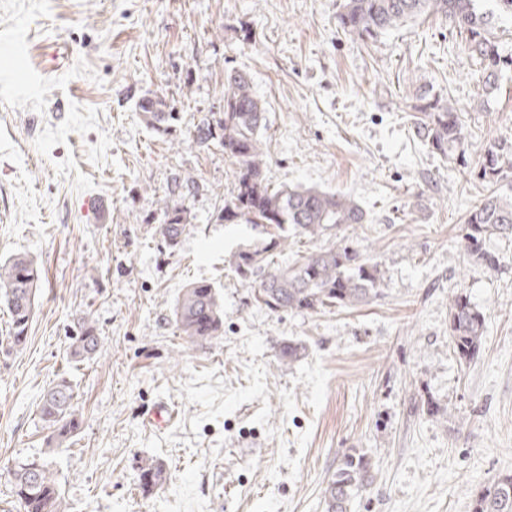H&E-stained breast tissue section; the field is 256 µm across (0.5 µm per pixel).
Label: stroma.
Returning <instances> with one entry per match:
<instances>
[{"instance_id": "obj_1", "label": "stroma", "mask_w": 512, "mask_h": 512, "mask_svg": "<svg viewBox=\"0 0 512 512\" xmlns=\"http://www.w3.org/2000/svg\"><path fill=\"white\" fill-rule=\"evenodd\" d=\"M338 3L0 0V260L26 252L45 273L25 348L0 353V512H21L9 470L26 458L54 472L69 512H325L350 448L373 475L352 512H471L484 483L512 473V238L487 240L495 270L460 246L491 191L477 160L490 140L512 142V73L482 98L448 19L366 43L337 28ZM32 50L49 66L16 86ZM231 69L266 105L269 183L366 210L344 236L381 270L372 303L275 315L232 272L233 252L261 235L216 221L235 165L188 142L221 111ZM424 87L455 102L465 157L414 137L406 104ZM151 92L179 114L172 135L137 109ZM169 198L193 216L171 253L155 234ZM197 280L224 297V336L204 345L172 321ZM458 293L486 319L467 364L448 335ZM85 316L101 349L75 363L67 347ZM291 340L301 357L278 363ZM60 374L83 424L50 453L38 404ZM162 403L176 419L149 424ZM144 462L166 475L148 494Z\"/></svg>"}]
</instances>
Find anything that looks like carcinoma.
Returning a JSON list of instances; mask_svg holds the SVG:
<instances>
[{"instance_id": "1", "label": "carcinoma", "mask_w": 512, "mask_h": 512, "mask_svg": "<svg viewBox=\"0 0 512 512\" xmlns=\"http://www.w3.org/2000/svg\"><path fill=\"white\" fill-rule=\"evenodd\" d=\"M512 14V0H341L336 14L338 28L365 42H376L403 23L422 15H441L458 29L465 50L476 59L483 90L498 88L503 72L512 70V54L502 51L495 34L498 15ZM143 121L155 132L169 135L177 113L162 95L151 94L138 102ZM415 136L429 152L447 157L464 156L466 138L456 104L424 90L410 105ZM265 107L254 95L250 76L231 70L224 76V106L203 118L189 136L198 147L216 143L235 161L234 186L216 220L262 228V243L237 249L230 266L238 280L252 288L253 302L271 313H317L331 308L368 304L380 294L381 273L340 235L345 226L366 222V212L351 197L317 188L271 186L265 175L262 130ZM478 175L498 183L512 170V144L492 141L478 162ZM192 227L191 213L182 205L165 204L164 221L156 234L162 246L174 251ZM492 235L512 237V195H488L465 218L461 246L477 264L489 269L501 266L498 256L485 248ZM306 238L320 247L279 263L288 237ZM41 270L25 254L0 263V300L10 316L6 345L19 350L26 345L40 288ZM180 334L192 342L207 343L224 334V303L215 286L194 281L181 289L172 309ZM485 331V317L469 298L456 294L448 308V333L454 352L462 362L478 354ZM101 336L94 322L84 319L70 336V360L81 362L99 351ZM300 343L291 341L276 353L283 364L302 354ZM75 387L64 375L44 390L38 411L51 430L48 449L62 447L78 431L81 421L74 405ZM12 493L23 512H67L54 474L39 460L26 459L11 469ZM370 463L355 448L344 453L341 464L325 490V512H350L352 499L366 489ZM165 481L160 465L140 467L139 486L150 492ZM471 512H512V473L501 474L477 491Z\"/></svg>"}]
</instances>
